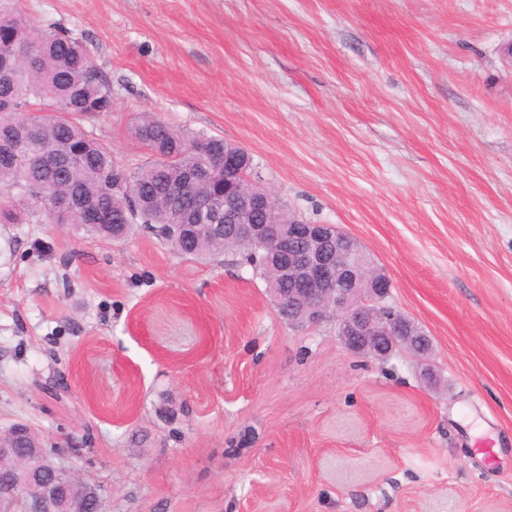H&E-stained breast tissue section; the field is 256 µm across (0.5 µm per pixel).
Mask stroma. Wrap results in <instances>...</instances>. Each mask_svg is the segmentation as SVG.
I'll use <instances>...</instances> for the list:
<instances>
[{
	"instance_id": "1",
	"label": "stroma",
	"mask_w": 512,
	"mask_h": 512,
	"mask_svg": "<svg viewBox=\"0 0 512 512\" xmlns=\"http://www.w3.org/2000/svg\"><path fill=\"white\" fill-rule=\"evenodd\" d=\"M140 113L224 137L356 238L433 343L346 351L281 319L240 251L0 224V431L66 452L100 512H512V0H15Z\"/></svg>"
}]
</instances>
